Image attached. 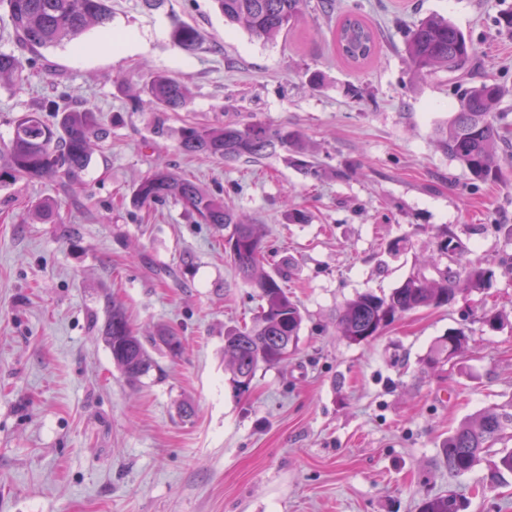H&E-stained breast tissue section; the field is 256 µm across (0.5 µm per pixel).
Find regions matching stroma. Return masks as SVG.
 <instances>
[{"mask_svg":"<svg viewBox=\"0 0 512 512\" xmlns=\"http://www.w3.org/2000/svg\"><path fill=\"white\" fill-rule=\"evenodd\" d=\"M111 7L121 53L93 28L82 51L28 54L0 6V51L33 62L22 88L0 85V154L24 112L89 108L107 131L69 187L0 182V512H419L424 494L448 491L466 512H512V473L490 479L497 452L458 477L441 454L461 421L512 404V242L500 230L512 225V160L499 182L475 184L432 138L480 81L502 86L496 110L512 125V32L498 24L512 0H336L331 13L307 0L299 26L273 42L225 24L214 0ZM350 13L378 35L359 66L333 43ZM433 14L473 42L469 72L414 76L405 35ZM179 23L199 31L194 52L172 43ZM154 72L188 85L186 108L132 101ZM253 122L297 130L327 177H304L284 150L227 164L179 147L184 125ZM159 161L259 225L265 268L301 309L296 346L259 366L246 394L224 368V331L251 323L259 293L213 226L172 200L130 205ZM46 197L54 223L31 222L26 204ZM293 209L305 223H289ZM443 228L495 268L490 288L398 316L367 343L340 336L336 318L357 294L435 278ZM113 301L139 335L181 341L178 354L154 351L157 370L136 385L101 336ZM491 312L494 329L482 320ZM457 328L467 350L426 366Z\"/></svg>","mask_w":512,"mask_h":512,"instance_id":"1","label":"stroma"}]
</instances>
